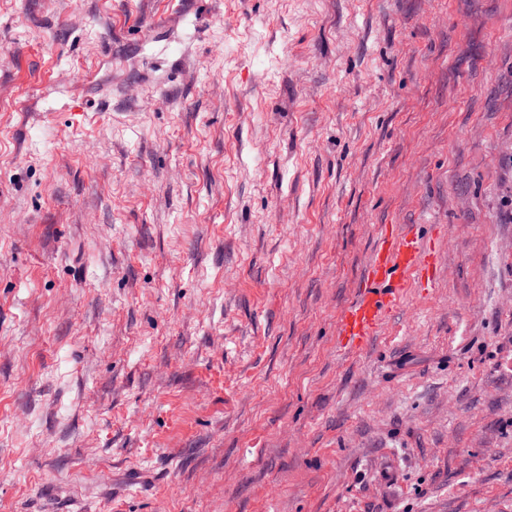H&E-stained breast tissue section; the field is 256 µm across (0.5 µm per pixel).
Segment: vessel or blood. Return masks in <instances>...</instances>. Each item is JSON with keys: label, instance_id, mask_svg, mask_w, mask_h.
I'll use <instances>...</instances> for the list:
<instances>
[{"label": "vessel or blood", "instance_id": "vessel-or-blood-1", "mask_svg": "<svg viewBox=\"0 0 512 512\" xmlns=\"http://www.w3.org/2000/svg\"><path fill=\"white\" fill-rule=\"evenodd\" d=\"M437 271L434 243L415 225L388 224L378 232L365 275L336 326V348L344 354L364 349L409 289L431 287Z\"/></svg>", "mask_w": 512, "mask_h": 512}]
</instances>
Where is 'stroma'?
Returning <instances> with one entry per match:
<instances>
[{
    "instance_id": "stroma-1",
    "label": "stroma",
    "mask_w": 512,
    "mask_h": 512,
    "mask_svg": "<svg viewBox=\"0 0 512 512\" xmlns=\"http://www.w3.org/2000/svg\"><path fill=\"white\" fill-rule=\"evenodd\" d=\"M0 512H512V0H0ZM437 259L434 243L422 238L415 224L383 226L365 275L337 323V350L354 354L364 349L403 305L409 288L432 287Z\"/></svg>"
}]
</instances>
